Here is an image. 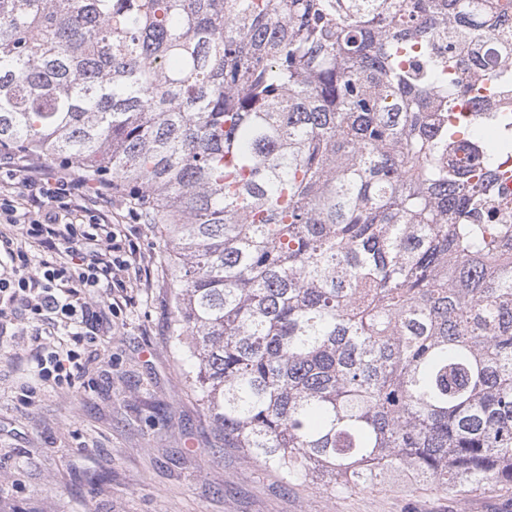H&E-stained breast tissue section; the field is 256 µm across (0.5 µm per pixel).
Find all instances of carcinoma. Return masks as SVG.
Returning a JSON list of instances; mask_svg holds the SVG:
<instances>
[{
	"instance_id": "cac0c4a2",
	"label": "carcinoma",
	"mask_w": 512,
	"mask_h": 512,
	"mask_svg": "<svg viewBox=\"0 0 512 512\" xmlns=\"http://www.w3.org/2000/svg\"><path fill=\"white\" fill-rule=\"evenodd\" d=\"M495 0H0V146L171 248L224 447L336 492L512 485V207L449 159Z\"/></svg>"
}]
</instances>
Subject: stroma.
Here are the masks:
<instances>
[{
    "label": "stroma",
    "mask_w": 512,
    "mask_h": 512,
    "mask_svg": "<svg viewBox=\"0 0 512 512\" xmlns=\"http://www.w3.org/2000/svg\"><path fill=\"white\" fill-rule=\"evenodd\" d=\"M109 219L131 267L125 300L98 302L96 362L61 388L35 374L33 338L65 344L67 329L21 320L0 346V512H512V487L462 499L401 471L334 495L225 447L183 382L167 240L129 223L122 198ZM26 385L38 392L25 402Z\"/></svg>",
    "instance_id": "35a3bbf8"
}]
</instances>
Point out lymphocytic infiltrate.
Instances as JSON below:
<instances>
[{
    "mask_svg": "<svg viewBox=\"0 0 512 512\" xmlns=\"http://www.w3.org/2000/svg\"><path fill=\"white\" fill-rule=\"evenodd\" d=\"M0 173L12 182L13 193L0 194V224L14 228L0 235V340L17 312L39 322L56 315L74 329L66 347H41L38 375L55 385L72 384L91 356L97 312L88 298L124 287L125 260L107 217L85 206L86 183L56 173L43 162L15 160L0 153ZM37 242L46 259L33 261L25 247Z\"/></svg>",
    "mask_w": 512,
    "mask_h": 512,
    "instance_id": "f902f5d3",
    "label": "lymphocytic infiltrate"
}]
</instances>
